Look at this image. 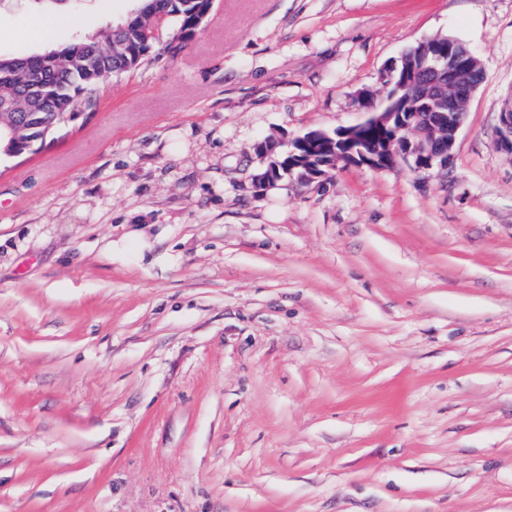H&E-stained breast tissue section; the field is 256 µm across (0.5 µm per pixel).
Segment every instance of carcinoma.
Instances as JSON below:
<instances>
[{"mask_svg": "<svg viewBox=\"0 0 512 512\" xmlns=\"http://www.w3.org/2000/svg\"><path fill=\"white\" fill-rule=\"evenodd\" d=\"M212 0H155L154 12L166 16L164 29L182 30L187 39L196 20L209 12ZM168 52L157 35L154 17L147 16L120 33L78 36L24 57L0 54V127L19 134L0 140V156L18 157L41 149L55 130L76 117L75 109L98 111L100 99L90 95L110 76H122Z\"/></svg>", "mask_w": 512, "mask_h": 512, "instance_id": "obj_1", "label": "carcinoma"}]
</instances>
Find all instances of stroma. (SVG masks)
<instances>
[{
  "mask_svg": "<svg viewBox=\"0 0 512 512\" xmlns=\"http://www.w3.org/2000/svg\"><path fill=\"white\" fill-rule=\"evenodd\" d=\"M32 11L0 0L1 54ZM438 34L484 72L448 170L254 191L256 142L364 121ZM511 89L512 0H215L0 159V512H512ZM496 143L501 151L512 155V89L499 112Z\"/></svg>",
  "mask_w": 512,
  "mask_h": 512,
  "instance_id": "1",
  "label": "stroma"
}]
</instances>
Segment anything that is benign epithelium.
Here are the masks:
<instances>
[{
  "label": "benign epithelium",
  "mask_w": 512,
  "mask_h": 512,
  "mask_svg": "<svg viewBox=\"0 0 512 512\" xmlns=\"http://www.w3.org/2000/svg\"><path fill=\"white\" fill-rule=\"evenodd\" d=\"M484 79L483 70L467 46L448 36L423 40L382 74L385 98L375 101L364 92L357 97L368 118L334 132L314 130L289 142L260 141L253 147L266 167L253 178L264 192L282 178L276 150L294 155L307 148L323 159L315 168L288 160L287 175L311 182L348 165L388 169L404 163L414 173L446 170L451 163L466 105ZM497 146L512 155V93L499 112Z\"/></svg>",
  "instance_id": "obj_1"
}]
</instances>
